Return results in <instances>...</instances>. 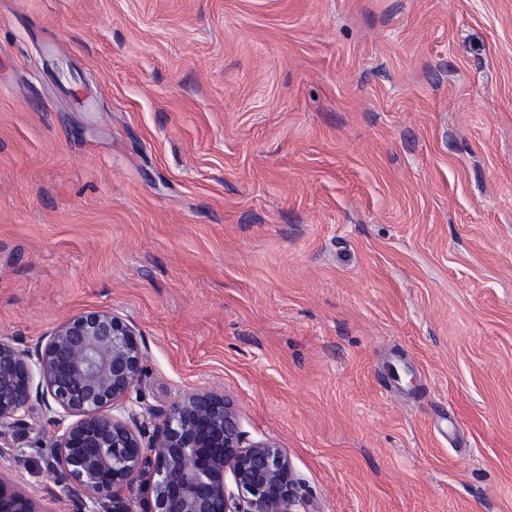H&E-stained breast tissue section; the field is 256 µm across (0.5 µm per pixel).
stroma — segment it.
I'll return each mask as SVG.
<instances>
[{
	"label": "stroma",
	"instance_id": "stroma-1",
	"mask_svg": "<svg viewBox=\"0 0 512 512\" xmlns=\"http://www.w3.org/2000/svg\"><path fill=\"white\" fill-rule=\"evenodd\" d=\"M94 309L312 512H512V0H0V339Z\"/></svg>",
	"mask_w": 512,
	"mask_h": 512
}]
</instances>
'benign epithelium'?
Segmentation results:
<instances>
[{
  "label": "benign epithelium",
  "mask_w": 512,
  "mask_h": 512,
  "mask_svg": "<svg viewBox=\"0 0 512 512\" xmlns=\"http://www.w3.org/2000/svg\"><path fill=\"white\" fill-rule=\"evenodd\" d=\"M137 336L134 324L95 309L63 320L26 350L0 340V445L35 428L52 434L47 472L75 512H97L106 500L112 512H310L286 451L272 439H247L222 395L189 392L161 423L146 426L147 412L132 397L145 360ZM0 512L41 510L0 478Z\"/></svg>",
  "instance_id": "obj_1"
}]
</instances>
